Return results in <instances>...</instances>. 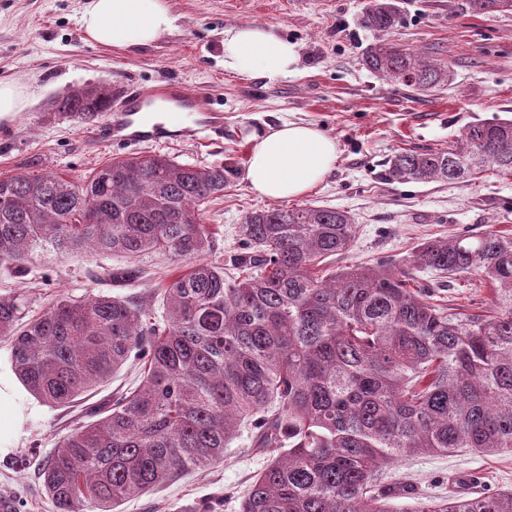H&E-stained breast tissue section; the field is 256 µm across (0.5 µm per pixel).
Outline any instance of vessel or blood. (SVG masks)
<instances>
[{
    "label": "vessel or blood",
    "mask_w": 512,
    "mask_h": 512,
    "mask_svg": "<svg viewBox=\"0 0 512 512\" xmlns=\"http://www.w3.org/2000/svg\"><path fill=\"white\" fill-rule=\"evenodd\" d=\"M174 107L166 120L154 121L147 111L156 102ZM194 118L200 129L213 130L219 115L212 108L211 96L204 91H189L165 83L128 92L121 109L106 113L97 132L98 141L128 145H165L189 136L187 118Z\"/></svg>",
    "instance_id": "1"
}]
</instances>
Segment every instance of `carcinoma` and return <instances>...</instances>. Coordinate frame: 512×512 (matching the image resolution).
Wrapping results in <instances>:
<instances>
[{
  "label": "carcinoma",
  "mask_w": 512,
  "mask_h": 512,
  "mask_svg": "<svg viewBox=\"0 0 512 512\" xmlns=\"http://www.w3.org/2000/svg\"><path fill=\"white\" fill-rule=\"evenodd\" d=\"M504 0H468L477 15ZM401 20L398 0H369L361 24ZM364 65L427 93L451 76L410 49L374 46ZM108 94L69 95L57 110L92 119ZM512 175V118L469 124L446 148L404 149L391 181L463 182ZM233 162L201 167L157 154L112 159L81 180L56 172L0 176V273L37 275L41 258L159 253L179 269L145 274L159 307L89 291L39 310L0 293V341L39 401L70 406L136 354L141 383L73 428L43 468L56 512H114L122 502L224 458L238 428L257 429L269 460L239 512H396L383 470L407 453L467 448L512 455V232L428 240L404 260L317 267L351 248L348 212L325 206L245 215L244 252L212 259L207 204ZM431 270L489 287L488 307L434 299ZM417 512H512V492L430 500Z\"/></svg>",
  "instance_id": "carcinoma-1"
}]
</instances>
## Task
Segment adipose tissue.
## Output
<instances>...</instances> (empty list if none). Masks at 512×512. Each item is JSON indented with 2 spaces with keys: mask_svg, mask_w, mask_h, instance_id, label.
<instances>
[{
  "mask_svg": "<svg viewBox=\"0 0 512 512\" xmlns=\"http://www.w3.org/2000/svg\"><path fill=\"white\" fill-rule=\"evenodd\" d=\"M90 43L140 49L169 31L174 18L166 0H90L81 18ZM299 63L296 44L274 26L248 24L224 30V70L249 80L275 81ZM246 181L255 195L270 199L306 195L334 168L336 141L316 125L284 121L251 138Z\"/></svg>",
  "mask_w": 512,
  "mask_h": 512,
  "instance_id": "ef3b65f1",
  "label": "adipose tissue"
}]
</instances>
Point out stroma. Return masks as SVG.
<instances>
[{"instance_id": "obj_1", "label": "stroma", "mask_w": 512, "mask_h": 512, "mask_svg": "<svg viewBox=\"0 0 512 512\" xmlns=\"http://www.w3.org/2000/svg\"><path fill=\"white\" fill-rule=\"evenodd\" d=\"M89 0H0V79L24 84L31 105L22 127L0 134V174L62 172L78 180L108 160L136 154L133 145L97 144L99 120L61 114L55 103L72 89L106 84L112 109L133 86L176 83L208 91L223 116L221 133L205 131L155 152L199 166L235 160L241 170L222 198L207 208L214 249L239 251V226L251 211L309 204L348 211L355 241L340 265L402 259L420 243L459 231L472 234L494 224L512 230V176L485 174L464 183H397L385 176L399 149L447 147L478 120L512 116V12L473 14L467 0H400L401 22L376 32L360 17L369 0H167L174 28L153 45L127 50L88 43L80 24ZM243 24L275 26L298 47L295 73L277 82L244 80L224 70V30ZM394 44L449 65L452 82L420 93L368 70V47ZM311 123L333 137L339 158L306 196L275 201L254 195L242 173L253 132L281 121ZM25 294L32 308L48 295L86 291L139 295L152 286H123L98 274L96 262L72 259ZM138 369L127 364L106 387L69 408H51L31 395L0 405V420L23 417L7 451L0 453V496L17 512H56L44 491L42 469L59 438L87 422L90 408L135 386ZM267 460L254 433L242 427L218 464L183 473L150 494L125 502L120 512H197L202 501L217 512H237L255 472ZM388 479L408 478L413 495L399 507L448 496L459 479L470 495L512 490V457L466 450L408 454L385 469Z\"/></svg>"}]
</instances>
